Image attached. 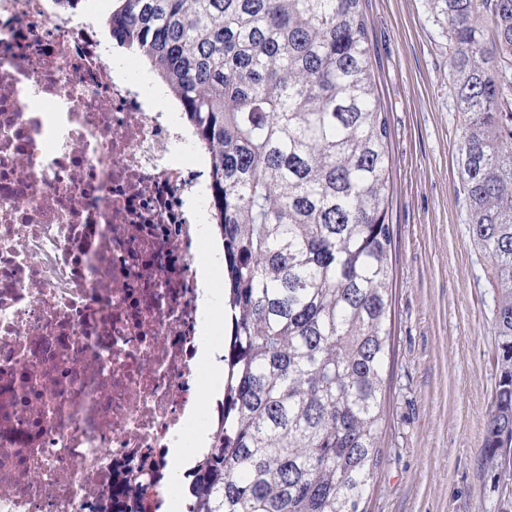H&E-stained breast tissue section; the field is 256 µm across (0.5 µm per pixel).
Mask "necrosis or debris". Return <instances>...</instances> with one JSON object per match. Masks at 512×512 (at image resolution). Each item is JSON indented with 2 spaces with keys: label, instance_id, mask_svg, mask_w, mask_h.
I'll return each mask as SVG.
<instances>
[{
  "label": "necrosis or debris",
  "instance_id": "1",
  "mask_svg": "<svg viewBox=\"0 0 512 512\" xmlns=\"http://www.w3.org/2000/svg\"><path fill=\"white\" fill-rule=\"evenodd\" d=\"M208 157L95 24L0 0V512H160L197 357Z\"/></svg>",
  "mask_w": 512,
  "mask_h": 512
}]
</instances>
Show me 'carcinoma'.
Wrapping results in <instances>:
<instances>
[{
	"instance_id": "cac0c4a2",
	"label": "carcinoma",
	"mask_w": 512,
	"mask_h": 512,
	"mask_svg": "<svg viewBox=\"0 0 512 512\" xmlns=\"http://www.w3.org/2000/svg\"><path fill=\"white\" fill-rule=\"evenodd\" d=\"M463 118L471 244L499 382L485 457L512 450V0H435ZM105 25L211 154L224 244V425L190 512H366L390 359L389 127L362 0H112Z\"/></svg>"
}]
</instances>
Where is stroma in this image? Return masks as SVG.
Here are the masks:
<instances>
[{"instance_id":"35a3bbf8","label":"stroma","mask_w":512,"mask_h":512,"mask_svg":"<svg viewBox=\"0 0 512 512\" xmlns=\"http://www.w3.org/2000/svg\"><path fill=\"white\" fill-rule=\"evenodd\" d=\"M389 127L391 364L383 459L367 512H500L482 454L499 381L488 261L472 246L462 115L431 0H363Z\"/></svg>"}]
</instances>
